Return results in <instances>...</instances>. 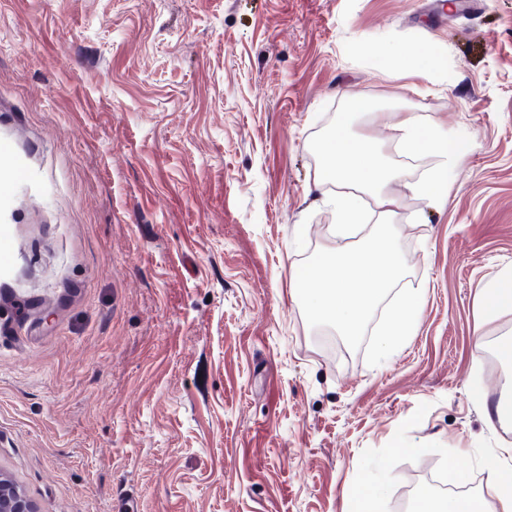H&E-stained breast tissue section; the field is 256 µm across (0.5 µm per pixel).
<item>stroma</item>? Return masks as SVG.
Here are the masks:
<instances>
[{"label":"stroma","mask_w":512,"mask_h":512,"mask_svg":"<svg viewBox=\"0 0 512 512\" xmlns=\"http://www.w3.org/2000/svg\"><path fill=\"white\" fill-rule=\"evenodd\" d=\"M435 45L429 77L377 52ZM357 95L468 144L400 201L415 334L379 357L293 283L331 246L314 145ZM512 0H0V474L34 512H409L449 463L488 492L512 333ZM481 382L483 400L470 394ZM503 309H512V268L500 272L484 288L485 316L493 318ZM379 485L363 482L351 485L344 493V512H378L381 501Z\"/></svg>","instance_id":"35a3bbf8"}]
</instances>
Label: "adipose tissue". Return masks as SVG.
<instances>
[{"instance_id": "ef3b65f1", "label": "adipose tissue", "mask_w": 512, "mask_h": 512, "mask_svg": "<svg viewBox=\"0 0 512 512\" xmlns=\"http://www.w3.org/2000/svg\"><path fill=\"white\" fill-rule=\"evenodd\" d=\"M390 71L427 73L440 58L428 45H399L380 50ZM371 102L352 97L331 129L315 145L319 159L317 187H328L327 202L336 219V236L344 238L364 216V200L372 198L378 208L379 228L369 241L357 247L340 245L318 252L304 270L292 271L296 293L307 314L318 324L336 328L356 339L364 321L380 299L403 278L405 267L390 226L398 201L389 195V183L404 172L385 159L376 142L352 134L355 121L373 112ZM396 147L409 157L430 155L436 164L420 178L407 182L416 195L435 200L448 192V171L466 152L461 138L437 131L411 112H399L395 125ZM422 306L415 295L405 294L394 303L382 330L379 351L388 356L413 336ZM492 500L469 495L442 497L422 490L413 512H512V461L495 457L486 463Z\"/></svg>"}]
</instances>
